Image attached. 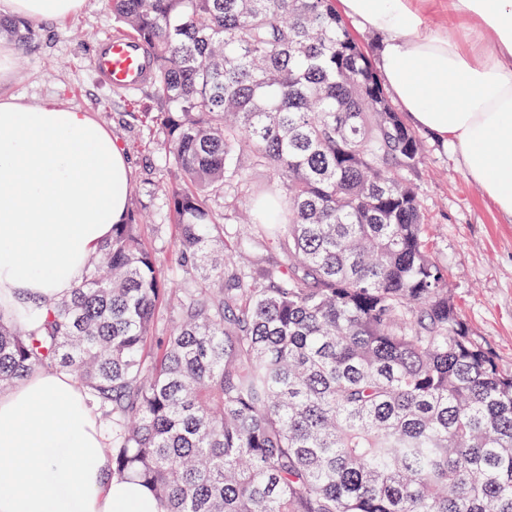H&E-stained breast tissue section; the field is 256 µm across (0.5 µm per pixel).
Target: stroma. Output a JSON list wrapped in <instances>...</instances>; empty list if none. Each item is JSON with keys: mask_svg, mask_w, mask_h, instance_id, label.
<instances>
[{"mask_svg": "<svg viewBox=\"0 0 512 512\" xmlns=\"http://www.w3.org/2000/svg\"><path fill=\"white\" fill-rule=\"evenodd\" d=\"M35 37L14 61L6 94L39 107L58 102L91 113L128 155L130 190L156 223H168L159 208L174 182L162 171V156L140 119L156 110L152 85L123 94L99 85L91 71L98 41L115 29L108 0H85L64 21L37 20ZM425 151L410 173L419 190L429 249L448 269V287L475 336L512 370V220L503 216L466 172L458 154L429 133Z\"/></svg>", "mask_w": 512, "mask_h": 512, "instance_id": "35a3bbf8", "label": "stroma"}]
</instances>
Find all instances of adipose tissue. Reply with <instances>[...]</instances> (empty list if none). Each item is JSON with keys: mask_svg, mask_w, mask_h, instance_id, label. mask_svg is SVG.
I'll use <instances>...</instances> for the list:
<instances>
[{"mask_svg": "<svg viewBox=\"0 0 512 512\" xmlns=\"http://www.w3.org/2000/svg\"><path fill=\"white\" fill-rule=\"evenodd\" d=\"M381 38L378 67L413 124L449 145L512 218V0H339ZM85 0H0V15L62 18ZM458 21L438 34L430 14ZM130 162L90 113L0 91V306L59 299L127 209ZM97 414L68 374L0 392V512H156L112 478Z\"/></svg>", "mask_w": 512, "mask_h": 512, "instance_id": "obj_1", "label": "adipose tissue"}]
</instances>
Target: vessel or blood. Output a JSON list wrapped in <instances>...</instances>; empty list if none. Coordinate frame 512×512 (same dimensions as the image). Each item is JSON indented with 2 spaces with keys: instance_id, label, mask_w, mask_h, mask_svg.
Instances as JSON below:
<instances>
[{
  "instance_id": "1",
  "label": "vessel or blood",
  "mask_w": 512,
  "mask_h": 512,
  "mask_svg": "<svg viewBox=\"0 0 512 512\" xmlns=\"http://www.w3.org/2000/svg\"><path fill=\"white\" fill-rule=\"evenodd\" d=\"M92 67L100 83L117 90H130L146 84L152 64L141 44L134 39L109 35L98 44Z\"/></svg>"
}]
</instances>
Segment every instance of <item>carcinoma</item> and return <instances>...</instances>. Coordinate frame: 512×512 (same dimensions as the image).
<instances>
[{
	"instance_id": "carcinoma-1",
	"label": "carcinoma",
	"mask_w": 512,
	"mask_h": 512,
	"mask_svg": "<svg viewBox=\"0 0 512 512\" xmlns=\"http://www.w3.org/2000/svg\"><path fill=\"white\" fill-rule=\"evenodd\" d=\"M110 6L152 60L179 278L127 209L70 296L0 308V391L75 376L158 512H512V371L448 291L422 141L335 0Z\"/></svg>"
}]
</instances>
